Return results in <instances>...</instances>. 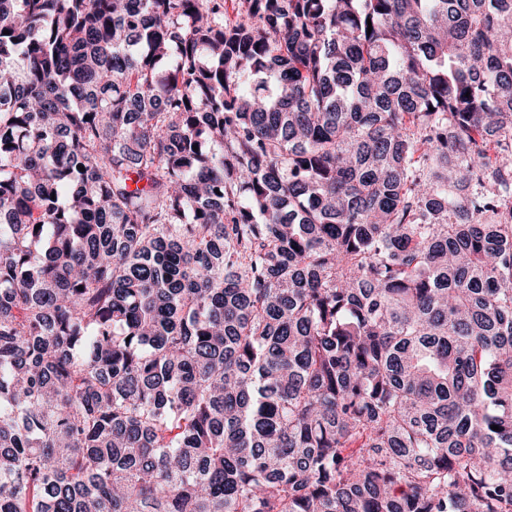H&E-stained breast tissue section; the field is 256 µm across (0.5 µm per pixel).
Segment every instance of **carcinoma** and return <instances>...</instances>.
Returning <instances> with one entry per match:
<instances>
[{
    "label": "carcinoma",
    "mask_w": 512,
    "mask_h": 512,
    "mask_svg": "<svg viewBox=\"0 0 512 512\" xmlns=\"http://www.w3.org/2000/svg\"><path fill=\"white\" fill-rule=\"evenodd\" d=\"M0 512H512V0H0Z\"/></svg>",
    "instance_id": "cac0c4a2"
}]
</instances>
